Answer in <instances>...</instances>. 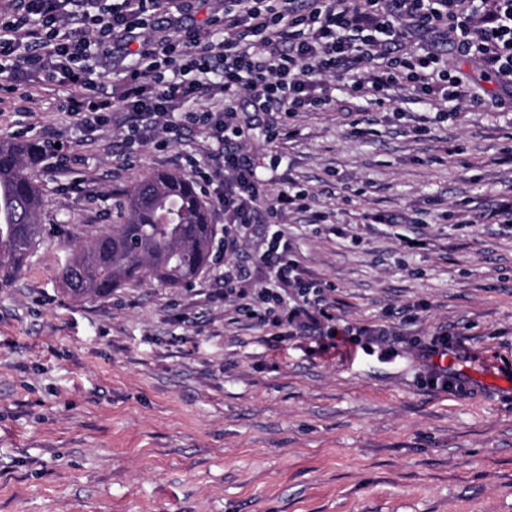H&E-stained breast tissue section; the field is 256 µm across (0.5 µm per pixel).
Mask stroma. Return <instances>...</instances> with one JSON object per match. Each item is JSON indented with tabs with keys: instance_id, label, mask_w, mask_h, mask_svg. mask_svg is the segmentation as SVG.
<instances>
[{
	"instance_id": "obj_1",
	"label": "stroma",
	"mask_w": 512,
	"mask_h": 512,
	"mask_svg": "<svg viewBox=\"0 0 512 512\" xmlns=\"http://www.w3.org/2000/svg\"><path fill=\"white\" fill-rule=\"evenodd\" d=\"M64 96L0 76V139L17 137L26 98L27 139L52 134L83 157L36 171L44 240L0 288V512H512V223L492 219L512 199V110L489 97L441 123L401 91L359 135L357 101L340 90L289 134L252 139L269 197L307 195L284 222L337 328L400 335L392 351L361 339L322 352L211 301L216 267L183 288L74 298L58 271L77 235L109 228L124 191L187 172L185 146L210 143L195 128L129 156L112 124L89 146ZM418 125L429 134L413 137ZM375 213L392 225L366 223ZM265 248L256 224L226 257L251 269L250 288L263 286ZM438 331L466 395L422 378L415 345Z\"/></svg>"
}]
</instances>
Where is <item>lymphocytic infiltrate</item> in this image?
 <instances>
[{
    "mask_svg": "<svg viewBox=\"0 0 512 512\" xmlns=\"http://www.w3.org/2000/svg\"><path fill=\"white\" fill-rule=\"evenodd\" d=\"M0 19V72L39 75L63 88L65 108L87 135L121 114L128 145L166 147L188 127L206 131V157L188 165L225 223L248 231L266 196L244 143L272 140L282 124L266 114L292 117L331 106L337 85L353 97L384 106L395 88L414 100L443 103L441 118L481 102L464 73L435 50H416L414 35L445 37L455 53L494 77L512 99V0H224L213 31L179 27L162 34L160 0H11ZM122 60L121 77L108 85L96 74L101 56ZM208 93L204 110L194 107ZM268 284L247 303L240 285L249 270L224 271V295L241 299L260 325L281 336L313 338L335 347V307L318 283L307 281L286 232L275 229L260 257ZM447 334L417 347L426 383L448 392L462 379L440 366Z\"/></svg>",
    "mask_w": 512,
    "mask_h": 512,
    "instance_id": "lymphocytic-infiltrate-1",
    "label": "lymphocytic infiltrate"
}]
</instances>
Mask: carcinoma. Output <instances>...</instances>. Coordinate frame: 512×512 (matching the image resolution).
Instances as JSON below:
<instances>
[{
	"label": "carcinoma",
	"instance_id": "cac0c4a2",
	"mask_svg": "<svg viewBox=\"0 0 512 512\" xmlns=\"http://www.w3.org/2000/svg\"><path fill=\"white\" fill-rule=\"evenodd\" d=\"M44 149L0 139V288L12 285L42 241V193L32 170ZM222 228L195 180L173 170L145 176L119 200L105 231L89 233L61 271L76 298L156 281L169 288L208 272Z\"/></svg>",
	"mask_w": 512,
	"mask_h": 512
}]
</instances>
